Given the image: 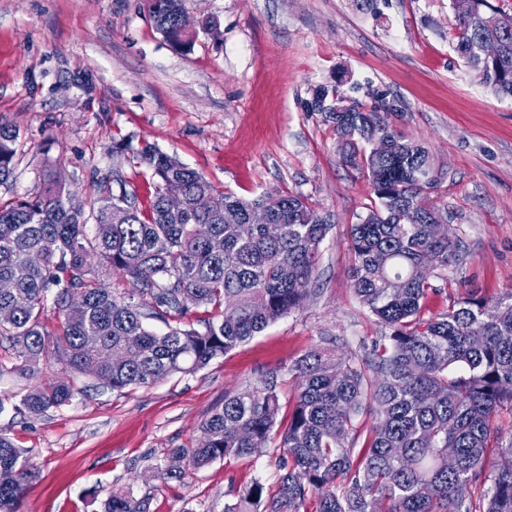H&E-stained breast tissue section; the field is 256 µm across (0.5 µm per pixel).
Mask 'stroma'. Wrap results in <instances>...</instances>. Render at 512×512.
I'll return each mask as SVG.
<instances>
[{"label": "stroma", "mask_w": 512, "mask_h": 512, "mask_svg": "<svg viewBox=\"0 0 512 512\" xmlns=\"http://www.w3.org/2000/svg\"><path fill=\"white\" fill-rule=\"evenodd\" d=\"M183 8L218 23L187 54L156 30L150 0H0V124L19 133L0 201L40 191L50 167L86 204L106 177L113 192L147 203L145 166L112 150L144 139L217 192H289L329 216L309 298L204 369L122 392L50 355L36 377L22 375L0 346V433L38 466L20 512H102L115 489L148 499L149 512H224L253 480L274 488L276 447L181 481L155 472L167 468L170 449L198 443L225 393L275 371L282 400L292 399L291 366L324 337H336L340 357L378 339L349 277L351 226L374 195L342 163L333 126L305 110L317 86L389 104L384 120L434 157L433 197L467 254L431 277L427 312L471 292L512 289V99L480 83L458 55L449 0H377L372 12L355 0H183ZM78 75L91 78L92 91L74 84ZM58 381L74 387L70 404L37 418L14 413L32 383Z\"/></svg>", "instance_id": "stroma-1"}]
</instances>
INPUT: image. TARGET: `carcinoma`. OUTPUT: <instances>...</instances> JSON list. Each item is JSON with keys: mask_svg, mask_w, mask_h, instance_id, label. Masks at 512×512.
<instances>
[{"mask_svg": "<svg viewBox=\"0 0 512 512\" xmlns=\"http://www.w3.org/2000/svg\"><path fill=\"white\" fill-rule=\"evenodd\" d=\"M150 6L155 28L178 51L193 50L196 34L180 25L182 0ZM457 21L456 50L485 86L512 98V15L489 0H450ZM500 44L487 62L479 42ZM385 105L347 102L336 86L320 85L306 102L351 140L345 166L369 178L374 204L351 228L352 288L384 329L370 352L342 358L318 346L296 360L292 404L283 410L278 376L224 395L202 424L203 441L173 448L184 466L158 476L182 479L218 460L262 455L279 436L283 458L276 489L253 481L224 512H512V441L502 443L496 419L512 408V290L487 298L469 294L437 314L425 313L429 279L464 251L458 237L434 232L444 217L431 196L433 157L380 116ZM16 130L0 126V183L14 168ZM149 172L146 206L136 194L112 193L100 183V205L87 232L84 204L48 175L41 192L0 204V342L8 343L33 375L52 355L66 367L114 391L148 387L174 374L206 367L300 308L309 296L317 254L330 224L291 193L252 200L216 195L213 185L148 142L123 141ZM178 194L184 207L171 211ZM207 196L212 207L196 206ZM266 207L280 233L252 224L249 211ZM127 278L112 292L103 271ZM203 310L156 333L146 316L166 320ZM58 330L44 326L47 311ZM72 388L36 385L15 409L31 417L71 402ZM367 410L373 424L356 417ZM37 466L26 450L0 435V512H19L25 482ZM485 486L480 497L473 487ZM148 501L115 490L104 512H147Z\"/></svg>", "mask_w": 512, "mask_h": 512, "instance_id": "cac0c4a2", "label": "carcinoma"}]
</instances>
